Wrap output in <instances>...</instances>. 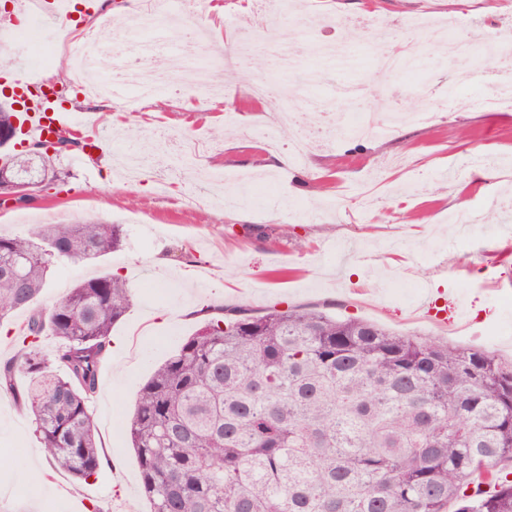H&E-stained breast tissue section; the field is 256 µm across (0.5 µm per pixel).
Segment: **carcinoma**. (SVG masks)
Segmentation results:
<instances>
[{"label": "carcinoma", "instance_id": "obj_1", "mask_svg": "<svg viewBox=\"0 0 512 512\" xmlns=\"http://www.w3.org/2000/svg\"><path fill=\"white\" fill-rule=\"evenodd\" d=\"M14 116L0 102V146ZM67 153L38 169L16 157V179L61 180ZM124 234L88 218L0 235V322L32 310L17 355L0 363V391L15 392L18 373L31 380L20 398L49 467L77 481L103 466L89 402L131 299L105 272L46 311L36 304L57 263L108 256ZM200 314L126 427L149 512H512V366L317 309Z\"/></svg>", "mask_w": 512, "mask_h": 512}]
</instances>
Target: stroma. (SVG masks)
Segmentation results:
<instances>
[{
    "mask_svg": "<svg viewBox=\"0 0 512 512\" xmlns=\"http://www.w3.org/2000/svg\"><path fill=\"white\" fill-rule=\"evenodd\" d=\"M250 0H214L184 12L205 27L188 41L169 28L180 57L233 55L221 111L201 105V77L174 84L129 110L70 88L71 59L51 51L49 70L69 87L65 107L83 113L78 135L102 140L86 167L63 157L62 181L29 203L0 198V233L100 217L124 225L123 248L50 272L40 307L77 282L122 275L131 307L112 330L90 402L102 444L98 478L50 470L28 411L0 393V512H148L139 460L124 432L140 387L197 329L215 303L258 314L276 306H325L393 332L486 351L512 364V104H495L505 71L495 51L512 40V0H288L262 17ZM417 45L420 67L384 71L376 49ZM467 52L452 57V43ZM272 81L265 97L256 85ZM363 86L371 113H400L386 134L359 138L331 128L329 113ZM302 112L320 134L290 157L270 115ZM423 121H415V114ZM479 219L466 234L448 221L461 206ZM46 472L34 486L28 469Z\"/></svg>",
    "mask_w": 512,
    "mask_h": 512,
    "instance_id": "1",
    "label": "stroma"
}]
</instances>
